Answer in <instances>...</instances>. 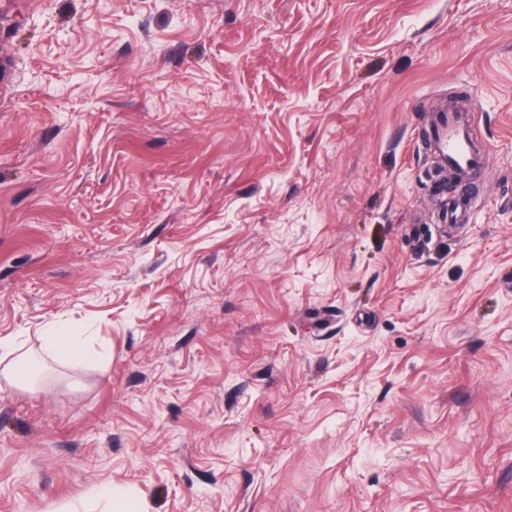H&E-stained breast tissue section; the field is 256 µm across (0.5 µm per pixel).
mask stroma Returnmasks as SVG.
I'll return each mask as SVG.
<instances>
[{"mask_svg":"<svg viewBox=\"0 0 512 512\" xmlns=\"http://www.w3.org/2000/svg\"><path fill=\"white\" fill-rule=\"evenodd\" d=\"M0 341V512H512V0H0ZM436 144L440 154L450 164L479 168L485 157L476 151L470 142L472 120L457 112H448L433 119ZM50 353L58 359L78 363L81 360V351L74 345L70 336H50ZM105 502V509L101 512H146L142 499L133 493L112 492L100 495L91 500L84 501L80 506H72L64 512H95L89 511L88 504Z\"/></svg>","mask_w":512,"mask_h":512,"instance_id":"obj_1","label":"stroma"}]
</instances>
